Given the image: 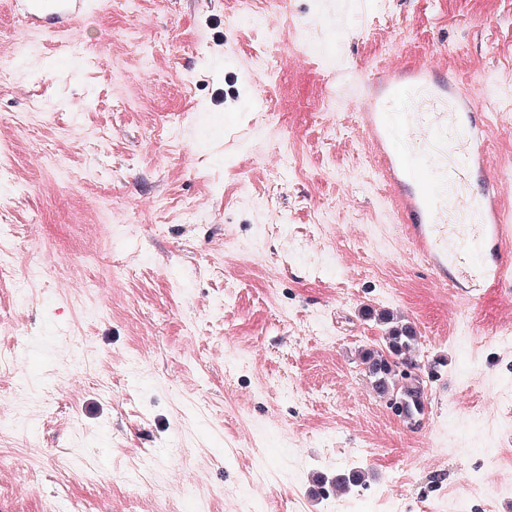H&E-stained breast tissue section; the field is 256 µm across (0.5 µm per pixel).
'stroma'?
<instances>
[{"instance_id": "obj_1", "label": "stroma", "mask_w": 512, "mask_h": 512, "mask_svg": "<svg viewBox=\"0 0 512 512\" xmlns=\"http://www.w3.org/2000/svg\"><path fill=\"white\" fill-rule=\"evenodd\" d=\"M235 4L95 0L76 51L0 8L20 59L0 76L19 242L0 268V350L18 356L0 362V419L24 422L0 434V512H448L477 469L483 512H512V348L491 339L512 277L455 293L407 253L337 84L428 46L454 80L495 74L471 102L493 176H511L512 0H260L271 35ZM269 36L270 71L254 61ZM381 313L418 334L432 389L415 431L361 360ZM340 469L367 484L325 501L312 480Z\"/></svg>"}]
</instances>
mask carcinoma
<instances>
[{"instance_id":"1","label":"carcinoma","mask_w":512,"mask_h":512,"mask_svg":"<svg viewBox=\"0 0 512 512\" xmlns=\"http://www.w3.org/2000/svg\"><path fill=\"white\" fill-rule=\"evenodd\" d=\"M385 345L363 354V361L378 396L389 401L397 416L414 429L425 415V392L411 353L417 344V333L410 324L395 325L384 336ZM364 480V472L353 470L336 474L333 484L347 490Z\"/></svg>"}]
</instances>
